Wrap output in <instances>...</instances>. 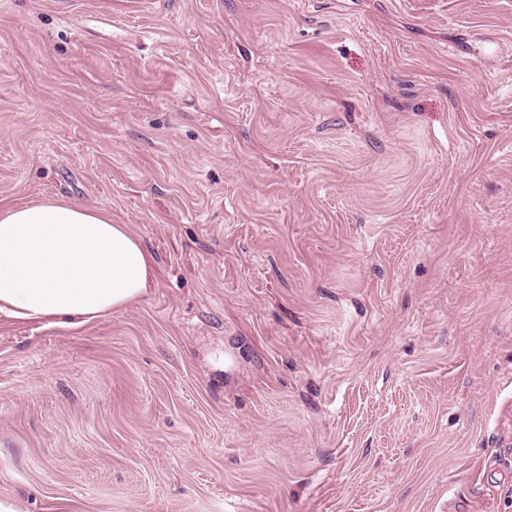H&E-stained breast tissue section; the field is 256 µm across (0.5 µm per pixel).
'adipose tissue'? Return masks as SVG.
<instances>
[{
	"label": "adipose tissue",
	"instance_id": "1",
	"mask_svg": "<svg viewBox=\"0 0 512 512\" xmlns=\"http://www.w3.org/2000/svg\"><path fill=\"white\" fill-rule=\"evenodd\" d=\"M154 282L151 256L105 213L56 198L0 208V313L79 327Z\"/></svg>",
	"mask_w": 512,
	"mask_h": 512
}]
</instances>
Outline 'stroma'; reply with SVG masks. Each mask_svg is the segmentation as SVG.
<instances>
[{
	"label": "stroma",
	"instance_id": "stroma-1",
	"mask_svg": "<svg viewBox=\"0 0 512 512\" xmlns=\"http://www.w3.org/2000/svg\"><path fill=\"white\" fill-rule=\"evenodd\" d=\"M155 283L0 315L19 512H512V0H0V207Z\"/></svg>",
	"mask_w": 512,
	"mask_h": 512
}]
</instances>
